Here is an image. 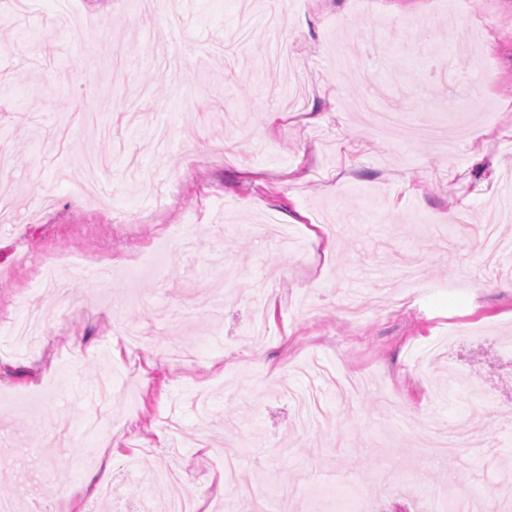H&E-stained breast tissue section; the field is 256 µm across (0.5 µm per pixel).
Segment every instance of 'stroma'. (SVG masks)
Masks as SVG:
<instances>
[{
	"mask_svg": "<svg viewBox=\"0 0 512 512\" xmlns=\"http://www.w3.org/2000/svg\"><path fill=\"white\" fill-rule=\"evenodd\" d=\"M452 3L0 0V499L169 512L175 469L202 512H251L240 485L264 512L482 500L512 461V255L479 236L512 175V0ZM49 249L111 252V285L64 267L60 305L28 269ZM360 351L356 397L313 377ZM472 418L481 454L413 461Z\"/></svg>",
	"mask_w": 512,
	"mask_h": 512,
	"instance_id": "stroma-1",
	"label": "stroma"
}]
</instances>
